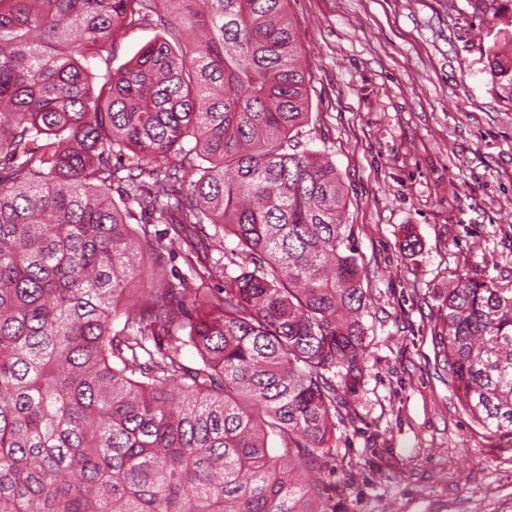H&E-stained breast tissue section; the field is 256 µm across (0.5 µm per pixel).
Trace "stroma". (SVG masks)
I'll return each mask as SVG.
<instances>
[{
    "label": "stroma",
    "instance_id": "35a3bbf8",
    "mask_svg": "<svg viewBox=\"0 0 512 512\" xmlns=\"http://www.w3.org/2000/svg\"><path fill=\"white\" fill-rule=\"evenodd\" d=\"M288 16L311 77L301 141L342 177L371 297L365 379L316 476L336 512H512V434L471 420L433 342L448 280L512 288V107L486 29L469 0H289ZM219 257L164 268L212 292Z\"/></svg>",
    "mask_w": 512,
    "mask_h": 512
}]
</instances>
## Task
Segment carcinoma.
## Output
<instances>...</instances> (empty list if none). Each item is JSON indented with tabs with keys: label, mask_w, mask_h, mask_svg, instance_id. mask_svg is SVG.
Returning <instances> with one entry per match:
<instances>
[{
	"label": "carcinoma",
	"mask_w": 512,
	"mask_h": 512,
	"mask_svg": "<svg viewBox=\"0 0 512 512\" xmlns=\"http://www.w3.org/2000/svg\"><path fill=\"white\" fill-rule=\"evenodd\" d=\"M287 5L0 0V512H336L306 473L365 377L370 297L340 173L293 136L312 112ZM472 6L512 105V0ZM226 238L238 272L192 309L131 288L145 250L190 266ZM440 301L461 405L511 433L512 288L459 277ZM155 33L156 31L152 27L135 28L122 37H118L115 43L112 68L117 69L129 60L142 46L153 39Z\"/></svg>",
	"instance_id": "cac0c4a2"
}]
</instances>
